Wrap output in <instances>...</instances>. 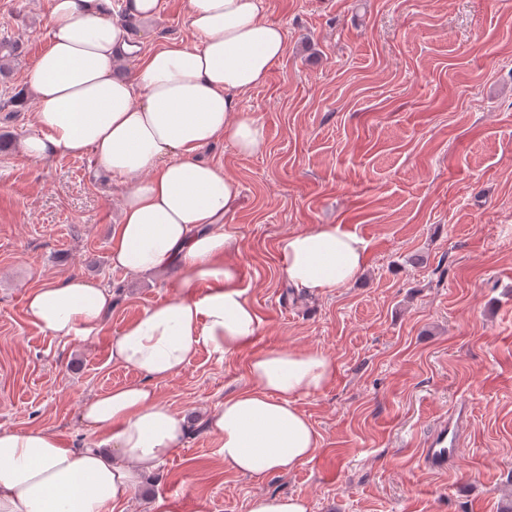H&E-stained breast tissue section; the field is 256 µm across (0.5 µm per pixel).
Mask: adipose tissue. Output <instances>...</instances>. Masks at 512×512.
I'll use <instances>...</instances> for the list:
<instances>
[{
  "instance_id": "adipose-tissue-1",
  "label": "adipose tissue",
  "mask_w": 512,
  "mask_h": 512,
  "mask_svg": "<svg viewBox=\"0 0 512 512\" xmlns=\"http://www.w3.org/2000/svg\"><path fill=\"white\" fill-rule=\"evenodd\" d=\"M185 9L198 46L143 54L112 22V0H52L50 41L30 75L34 132L21 153L33 161L93 153L125 186L110 237L113 268L174 271L177 291L112 337V361L144 381L84 401L81 419L98 442L71 448L48 429L0 430V512H112L186 435L184 417L155 382L202 348L223 360L259 330L229 260L239 239L224 227L239 186L197 154L219 139L244 156L264 152V126L240 101L266 83L286 33L265 18L263 0H185ZM277 253L289 286L307 294L348 286L367 260L364 239L341 224L287 234ZM111 310V289L75 275L25 300L35 326L71 342L89 337ZM248 372L249 387L208 417L218 457L225 470L256 479L292 471L319 446L298 401L325 390L336 365L318 350L270 348L252 354Z\"/></svg>"
}]
</instances>
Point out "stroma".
Here are the masks:
<instances>
[{"label": "stroma", "mask_w": 512, "mask_h": 512, "mask_svg": "<svg viewBox=\"0 0 512 512\" xmlns=\"http://www.w3.org/2000/svg\"><path fill=\"white\" fill-rule=\"evenodd\" d=\"M51 0H0V430L49 428L95 442L82 403L141 383L113 363L110 338L175 293L171 272L113 268L123 185L93 154L33 162L26 88L49 42ZM286 31L267 82L242 100L267 146L200 150L240 188L224 226L261 317L252 348L199 351L155 389L187 421L181 444L115 512H248L257 494L298 496L309 512H499L512 498V0H264ZM143 51L197 43L184 0L148 23L114 11ZM315 224L367 244L352 285L288 288L276 245ZM80 275L111 289L112 311L83 342L42 332L27 292ZM316 349L336 378L299 406L320 435L314 457L252 479L225 471L207 417L249 385L252 349ZM461 434L444 473L418 457L432 426Z\"/></svg>", "instance_id": "stroma-1"}]
</instances>
